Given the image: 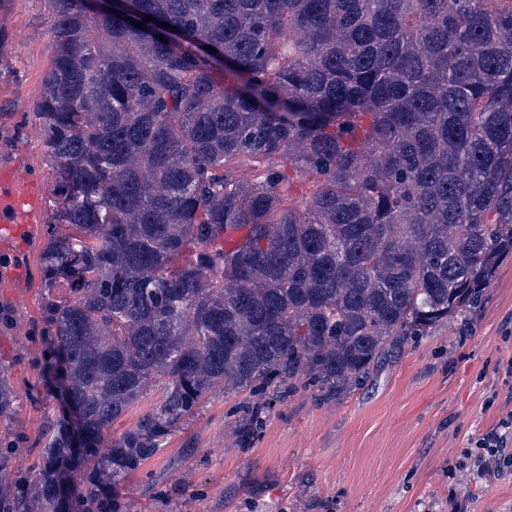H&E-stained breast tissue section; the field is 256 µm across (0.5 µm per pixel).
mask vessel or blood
I'll list each match as a JSON object with an SVG mask.
<instances>
[{
	"instance_id": "1",
	"label": "vessel or blood",
	"mask_w": 512,
	"mask_h": 512,
	"mask_svg": "<svg viewBox=\"0 0 512 512\" xmlns=\"http://www.w3.org/2000/svg\"><path fill=\"white\" fill-rule=\"evenodd\" d=\"M41 220V198L37 182L24 166L0 167V252L9 255L0 265V278H13L19 268L14 245L31 235Z\"/></svg>"
}]
</instances>
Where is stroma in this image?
Listing matches in <instances>:
<instances>
[{
  "label": "stroma",
  "instance_id": "stroma-1",
  "mask_svg": "<svg viewBox=\"0 0 512 512\" xmlns=\"http://www.w3.org/2000/svg\"><path fill=\"white\" fill-rule=\"evenodd\" d=\"M47 0H0V165L49 184L34 105L49 63ZM45 229L21 252L22 277L0 282V365L18 393L0 437L36 434L57 411L22 332L46 328ZM512 256L467 329L421 339L337 401L307 390L274 408L250 447L227 431L236 401L209 396L164 451L127 482L131 512H512V474L455 470L474 440L512 416ZM195 454L175 462L178 448ZM192 487L184 489L182 473Z\"/></svg>",
  "mask_w": 512,
  "mask_h": 512
}]
</instances>
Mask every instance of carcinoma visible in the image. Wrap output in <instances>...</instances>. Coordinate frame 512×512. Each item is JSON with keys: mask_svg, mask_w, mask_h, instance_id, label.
Wrapping results in <instances>:
<instances>
[{"mask_svg": "<svg viewBox=\"0 0 512 512\" xmlns=\"http://www.w3.org/2000/svg\"><path fill=\"white\" fill-rule=\"evenodd\" d=\"M51 2L41 272L67 295L41 357L63 410L30 473L0 442V512H127L208 396L240 398L246 446L298 390L338 400L480 307L512 256V0ZM17 398L0 367V416ZM158 396L159 392H150L136 407L131 409L126 416L116 420L112 425L114 434L119 435L123 430L131 427L135 423L136 418L148 409L150 405L158 399Z\"/></svg>", "mask_w": 512, "mask_h": 512, "instance_id": "1", "label": "carcinoma"}]
</instances>
